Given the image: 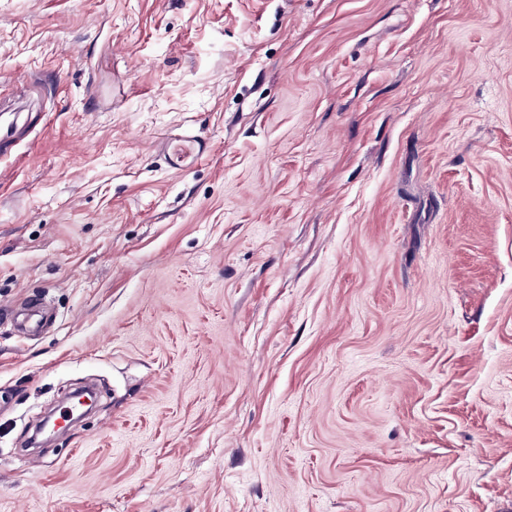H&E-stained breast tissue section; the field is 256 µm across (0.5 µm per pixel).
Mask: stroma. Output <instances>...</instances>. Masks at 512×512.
<instances>
[{"mask_svg":"<svg viewBox=\"0 0 512 512\" xmlns=\"http://www.w3.org/2000/svg\"><path fill=\"white\" fill-rule=\"evenodd\" d=\"M3 121L0 512H512V0H0ZM50 313L40 299L32 300L21 314L20 326L23 335H31L37 333L44 324L49 320Z\"/></svg>","mask_w":512,"mask_h":512,"instance_id":"obj_1","label":"stroma"}]
</instances>
